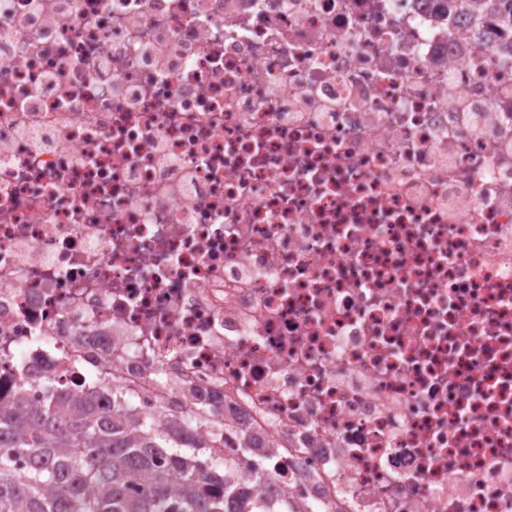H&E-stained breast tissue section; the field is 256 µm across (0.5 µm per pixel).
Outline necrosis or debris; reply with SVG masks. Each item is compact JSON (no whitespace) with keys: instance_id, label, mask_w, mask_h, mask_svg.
Returning <instances> with one entry per match:
<instances>
[{"instance_id":"obj_1","label":"necrosis or debris","mask_w":512,"mask_h":512,"mask_svg":"<svg viewBox=\"0 0 512 512\" xmlns=\"http://www.w3.org/2000/svg\"><path fill=\"white\" fill-rule=\"evenodd\" d=\"M85 371L284 512H512V30L0 0V399Z\"/></svg>"}]
</instances>
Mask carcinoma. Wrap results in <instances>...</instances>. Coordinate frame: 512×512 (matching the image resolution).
<instances>
[{"label": "carcinoma", "mask_w": 512, "mask_h": 512, "mask_svg": "<svg viewBox=\"0 0 512 512\" xmlns=\"http://www.w3.org/2000/svg\"><path fill=\"white\" fill-rule=\"evenodd\" d=\"M512 27V0H486ZM90 390L55 389L38 405L0 401V512H277L231 474L179 448L195 435L122 416Z\"/></svg>", "instance_id": "carcinoma-1"}]
</instances>
